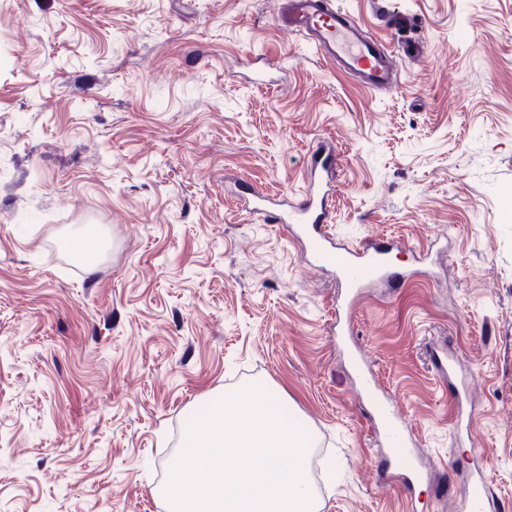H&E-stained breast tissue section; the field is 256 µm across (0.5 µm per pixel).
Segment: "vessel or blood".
<instances>
[{
  "label": "vessel or blood",
  "instance_id": "obj_1",
  "mask_svg": "<svg viewBox=\"0 0 512 512\" xmlns=\"http://www.w3.org/2000/svg\"><path fill=\"white\" fill-rule=\"evenodd\" d=\"M288 22L294 31L308 37L325 60L371 91L392 86L398 76L393 52L381 48L364 36L361 26L349 15L329 7L326 0H285ZM335 166L333 153L314 151L307 170L306 187L295 202L276 204L257 195L250 202L254 212L263 214L268 223L292 225L315 267L335 274L347 299H356L360 289L388 280L393 272L386 263L391 243L378 242L371 250L360 252L333 242L326 226L331 221L329 195ZM375 422L383 430L384 443L401 460L406 451L408 427L392 401L381 398L376 403ZM490 487L483 474L470 480L463 512H485Z\"/></svg>",
  "mask_w": 512,
  "mask_h": 512
}]
</instances>
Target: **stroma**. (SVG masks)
<instances>
[{"instance_id":"35a3bbf8","label":"stroma","mask_w":512,"mask_h":512,"mask_svg":"<svg viewBox=\"0 0 512 512\" xmlns=\"http://www.w3.org/2000/svg\"><path fill=\"white\" fill-rule=\"evenodd\" d=\"M330 2L424 43L396 88L324 61L283 0H0V512H169L184 418L255 385L312 436L320 512H455L474 471L512 512V0ZM320 146L328 232L410 273L351 325L432 466L412 489L335 281L244 207L300 197Z\"/></svg>"}]
</instances>
